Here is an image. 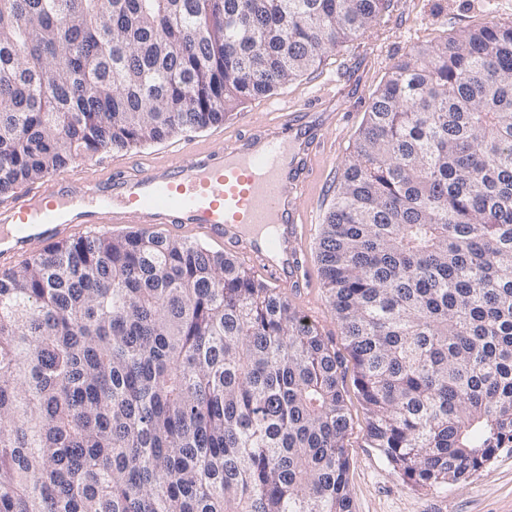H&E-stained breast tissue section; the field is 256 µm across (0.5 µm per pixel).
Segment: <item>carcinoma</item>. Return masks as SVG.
I'll return each instance as SVG.
<instances>
[{"label": "carcinoma", "instance_id": "cac0c4a2", "mask_svg": "<svg viewBox=\"0 0 512 512\" xmlns=\"http://www.w3.org/2000/svg\"><path fill=\"white\" fill-rule=\"evenodd\" d=\"M387 0H0V196L224 121ZM417 487L512 451V22L396 61L317 246ZM342 361L228 253L148 230L0 273V512H352Z\"/></svg>", "mask_w": 512, "mask_h": 512}]
</instances>
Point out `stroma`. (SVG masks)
I'll return each instance as SVG.
<instances>
[{"mask_svg":"<svg viewBox=\"0 0 512 512\" xmlns=\"http://www.w3.org/2000/svg\"><path fill=\"white\" fill-rule=\"evenodd\" d=\"M492 21L512 22V0H389L379 23L364 40L348 43L330 53L317 71L285 86L290 102L311 105L308 131L322 140L321 154L328 168L321 181L319 199L302 195L299 208H328L345 160L353 153L365 118L369 96L384 80L390 66L419 46L434 45ZM336 79V95L318 103L319 86ZM271 94L238 107L223 123L194 131L193 139L219 148L230 134L248 130L252 121L275 111ZM336 115V125L317 130L320 112ZM317 236L305 243L308 287L284 289L289 303L342 356L344 397L350 426L345 438L349 461L348 484L353 512H512V452L501 451L483 469L447 487L420 488L402 480L382 453L365 441L366 413L355 386L356 369L348 356L347 341L329 304L316 258Z\"/></svg>","mask_w":512,"mask_h":512,"instance_id":"stroma-1","label":"stroma"}]
</instances>
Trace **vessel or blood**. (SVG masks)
Wrapping results in <instances>:
<instances>
[{
    "label": "vessel or blood",
    "mask_w": 512,
    "mask_h": 512,
    "mask_svg": "<svg viewBox=\"0 0 512 512\" xmlns=\"http://www.w3.org/2000/svg\"><path fill=\"white\" fill-rule=\"evenodd\" d=\"M299 116L294 108L280 113L218 149L185 142L137 173L107 176L89 167L79 177L53 175L0 209V268L36 242L49 246L136 224L231 243L275 286L298 287L311 218L295 196L310 187L315 149L306 139L301 156L290 153Z\"/></svg>",
    "instance_id": "b4317fda"
}]
</instances>
